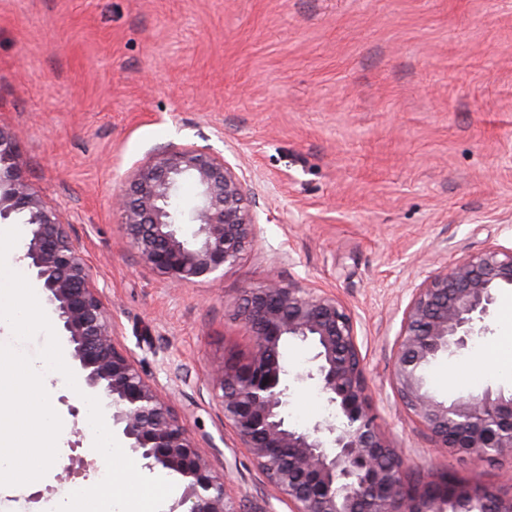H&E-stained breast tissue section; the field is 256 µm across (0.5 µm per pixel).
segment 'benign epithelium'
<instances>
[{
	"label": "benign epithelium",
	"instance_id": "obj_1",
	"mask_svg": "<svg viewBox=\"0 0 512 512\" xmlns=\"http://www.w3.org/2000/svg\"><path fill=\"white\" fill-rule=\"evenodd\" d=\"M185 179L198 188L190 240L179 233L172 204ZM116 209L130 246L173 285L217 279L257 237L244 179L203 148L154 154L128 179ZM15 220L26 227L24 259L73 347L85 387L111 411L129 447L183 482L170 512L183 506L184 512H233L223 480L173 407L116 344L87 259L57 211L21 175L13 134L0 125V224ZM505 288H512V249L489 247L428 276L404 311L395 344L392 386L405 411L438 447L475 463L512 456V393L486 387L465 399L440 400L428 388L426 371L489 330L485 319ZM237 316L254 343L245 362L215 371L224 425L292 512H512V496L476 480L409 482L401 455L371 411L353 319L336 297L272 279L244 291ZM290 340L311 346L306 377L317 380L338 422L306 429L288 424L280 347Z\"/></svg>",
	"mask_w": 512,
	"mask_h": 512
}]
</instances>
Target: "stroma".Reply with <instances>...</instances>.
<instances>
[{
  "label": "stroma",
  "mask_w": 512,
  "mask_h": 512,
  "mask_svg": "<svg viewBox=\"0 0 512 512\" xmlns=\"http://www.w3.org/2000/svg\"><path fill=\"white\" fill-rule=\"evenodd\" d=\"M0 124L21 172L67 224L120 347L224 481L232 512H290L225 427L212 370L245 362L236 311L270 276L351 313L372 411L409 477L473 478L512 494V459L437 448L402 408L393 352L413 290L491 246L512 248V0H0ZM223 156L256 203V243L215 280L171 287L112 208L160 150ZM490 333L428 371L440 399L512 391V288ZM286 415L334 419L311 351L282 348ZM62 420L42 479L0 487V512H40L100 479L86 404L51 380ZM77 473L65 476L72 458Z\"/></svg>",
  "instance_id": "obj_1"
}]
</instances>
